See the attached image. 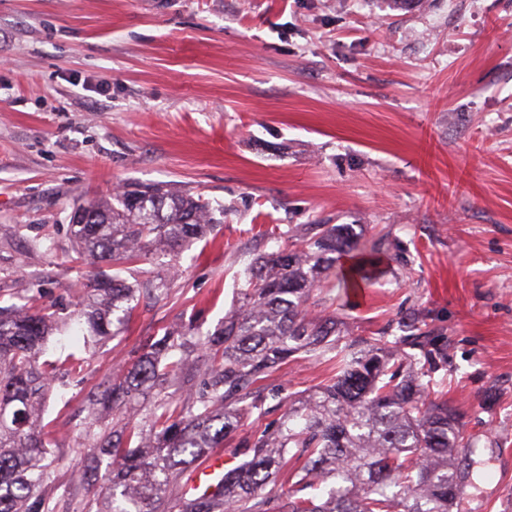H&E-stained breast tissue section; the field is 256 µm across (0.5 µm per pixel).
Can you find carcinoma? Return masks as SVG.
<instances>
[{"label":"carcinoma","mask_w":512,"mask_h":512,"mask_svg":"<svg viewBox=\"0 0 512 512\" xmlns=\"http://www.w3.org/2000/svg\"><path fill=\"white\" fill-rule=\"evenodd\" d=\"M69 224L74 261L99 267L172 260L224 223V207L159 186L130 183L77 206ZM360 251L349 268L342 255ZM385 243L365 248L348 224H311L298 243L255 258L238 308L214 331L194 323L140 341L119 374L102 378L89 415L112 412L110 430L88 435L79 479L65 489L71 512H453L472 472L457 460L476 452L467 423L430 378L448 364V345L415 325L385 336L336 338V317L314 316L311 294L332 276L357 288L376 273ZM77 312L88 337L122 333L142 298L161 296L155 279L130 283L98 271L82 284ZM55 330L47 314L0 305V512H55L53 468L61 445L43 432L42 407L79 358L40 361ZM336 361L307 395L287 400L262 381L300 358ZM282 410L239 443L245 460L215 487L188 495L183 477L267 399ZM104 483H99L102 464ZM301 495H296V492Z\"/></svg>","instance_id":"obj_1"}]
</instances>
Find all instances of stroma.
<instances>
[{
  "mask_svg": "<svg viewBox=\"0 0 512 512\" xmlns=\"http://www.w3.org/2000/svg\"><path fill=\"white\" fill-rule=\"evenodd\" d=\"M130 182L220 201L224 223L178 275L160 253L131 264L166 291L48 399L59 486L85 397L132 346L214 330L257 253L349 224L392 247L312 310L352 339L414 321L447 339L433 389L492 473L459 512H512V0H0V302L71 313L72 207ZM330 374L300 360L267 383L297 398Z\"/></svg>",
  "mask_w": 512,
  "mask_h": 512,
  "instance_id": "35a3bbf8",
  "label": "stroma"
}]
</instances>
